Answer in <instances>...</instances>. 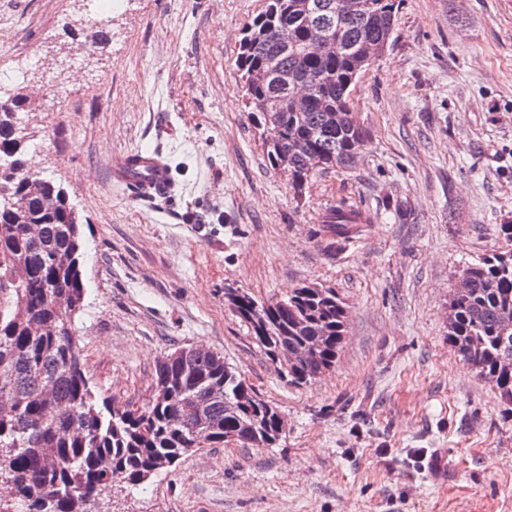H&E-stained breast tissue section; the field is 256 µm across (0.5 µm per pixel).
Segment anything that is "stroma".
<instances>
[{"label":"stroma","mask_w":512,"mask_h":512,"mask_svg":"<svg viewBox=\"0 0 512 512\" xmlns=\"http://www.w3.org/2000/svg\"><path fill=\"white\" fill-rule=\"evenodd\" d=\"M264 6L0 0V78L39 62L11 85L33 100L29 156L84 220L75 328L96 396L144 403L159 360L202 344L288 421L275 447L217 443L144 490L114 483L105 512H512V404L454 353L446 320L456 272L512 246V0H403L352 89L363 150L299 197L238 71ZM94 20L110 40L88 55ZM139 146L167 156L173 195L113 183V158ZM340 204L374 222L338 252L317 230ZM304 284L335 289L348 328L335 367L296 386L224 293Z\"/></svg>","instance_id":"35a3bbf8"}]
</instances>
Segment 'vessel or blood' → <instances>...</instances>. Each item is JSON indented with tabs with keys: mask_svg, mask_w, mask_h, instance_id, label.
Here are the masks:
<instances>
[{
	"mask_svg": "<svg viewBox=\"0 0 512 512\" xmlns=\"http://www.w3.org/2000/svg\"><path fill=\"white\" fill-rule=\"evenodd\" d=\"M112 179L131 187L142 198L168 196L175 189L167 157L151 148H137L115 158Z\"/></svg>",
	"mask_w": 512,
	"mask_h": 512,
	"instance_id": "vessel-or-blood-1",
	"label": "vessel or blood"
}]
</instances>
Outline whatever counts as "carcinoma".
<instances>
[{
	"mask_svg": "<svg viewBox=\"0 0 512 512\" xmlns=\"http://www.w3.org/2000/svg\"><path fill=\"white\" fill-rule=\"evenodd\" d=\"M330 0H266L247 27L238 67L250 99L268 102L269 113L252 112L269 127L271 165L288 156V174L300 194L312 175L306 157L317 153L322 169L344 168L365 145V131L350 108L352 86L388 46L402 0H342L334 17V43L318 57L307 50V29L323 17ZM265 70L270 79L253 84L249 75ZM314 94L298 113L286 101L296 84ZM27 100L17 92L0 97V188L19 197L29 176L24 144L11 137ZM57 205L43 211L30 205L26 222L42 224L36 241L17 210L0 196V375L9 378L0 408V484L15 494L0 498V512H97L102 492L119 480L139 485L173 466L187 448H205L233 437L243 448L258 440L250 427L258 419L267 447L279 442L278 408L216 351L194 352L155 370L152 394L137 407L99 404L86 376L74 328L84 298L82 230L66 190L46 178ZM320 234L343 248L368 230L370 214L344 205L319 216ZM463 293L450 299L455 322L448 343L488 380L500 399L512 403V251L492 252L461 268ZM227 305L248 327L256 344L292 385H303L335 366L345 338L347 310L334 288L304 284L287 297L262 302L248 292L227 293ZM297 321L307 328L292 333ZM324 337V342L317 337ZM314 353L305 361L276 356L301 343ZM204 424L196 436L179 426Z\"/></svg>",
	"mask_w": 512,
	"mask_h": 512,
	"instance_id": "obj_1",
	"label": "carcinoma"
}]
</instances>
